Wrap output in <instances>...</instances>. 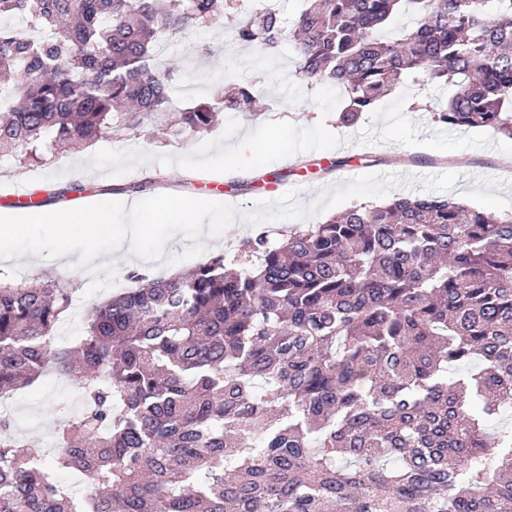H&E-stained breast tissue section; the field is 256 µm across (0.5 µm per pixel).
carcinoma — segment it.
Returning a JSON list of instances; mask_svg holds the SVG:
<instances>
[{"mask_svg":"<svg viewBox=\"0 0 512 512\" xmlns=\"http://www.w3.org/2000/svg\"><path fill=\"white\" fill-rule=\"evenodd\" d=\"M412 27H393L398 14ZM0 158L42 163L150 125L173 139L250 86L175 109L162 39L224 17L223 0H0ZM241 44L286 39L310 85L342 88L355 123L409 74L446 84L436 122L512 138V0H306L285 23L239 12ZM256 264L216 254L89 310L54 279L0 280V399L55 369L84 406L58 452L0 410V512H512V215L396 196L352 205ZM77 471L76 502L54 478Z\"/></svg>","mask_w":512,"mask_h":512,"instance_id":"obj_1","label":"carcinoma"}]
</instances>
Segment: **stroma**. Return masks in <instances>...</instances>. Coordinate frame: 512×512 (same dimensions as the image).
<instances>
[{"label":"stroma","instance_id":"obj_1","mask_svg":"<svg viewBox=\"0 0 512 512\" xmlns=\"http://www.w3.org/2000/svg\"><path fill=\"white\" fill-rule=\"evenodd\" d=\"M236 11L226 9L223 24L196 31L191 41L169 43L167 60L173 65L172 85L179 106L184 107L208 98L220 84L246 83L260 94V111L225 113L219 124L187 141H172L144 130L106 137L91 147L53 155L42 166L18 169L4 161L0 163V185L16 178L28 180L33 200L51 206L57 202V192L63 190L72 201L82 195L109 197L114 189H128L145 179L152 181L154 189H182L200 199L208 180L218 179L225 192L237 195L242 208L250 210L255 201L263 199L266 187L278 181L297 190L298 203L307 206L323 187L368 173L420 176L454 172L459 179L450 198L512 214V140L488 128H454L434 122L425 107L446 100L447 88L430 83L421 87L409 80L372 111L363 113L356 124H338L336 117L344 104L342 89L333 85L307 86L296 73L289 42H281L270 52L258 45L230 43L226 22L235 17ZM416 99L422 101V109L413 108ZM275 122L287 124L288 140L271 148L267 140ZM244 134L260 146L261 178L251 186L238 187L231 173L205 168L201 151L215 141L233 145ZM76 179L83 185L82 192L68 189ZM502 179L508 180L507 189L492 194L479 189L484 182ZM298 224V219L292 218L253 227L239 220L225 231L222 243L204 246L201 254L189 259L183 256L189 240L175 235L164 249L168 263L132 265L118 261L114 285L90 300L84 299L83 293L91 277L77 268L79 255L75 252L70 253L65 264L27 254L0 262V273L18 283L45 276L71 282L73 304L55 331L58 345L66 346L81 335L90 304L127 288L130 273L163 277L182 272L217 253L232 260L256 233H264L276 243ZM4 404L13 417L15 434L33 441L51 456L56 452L54 427L59 409L79 413L83 399L70 380L50 373L5 398Z\"/></svg>","mask_w":512,"mask_h":512}]
</instances>
